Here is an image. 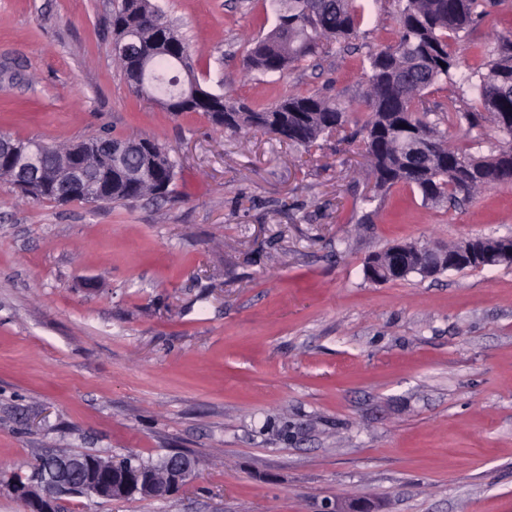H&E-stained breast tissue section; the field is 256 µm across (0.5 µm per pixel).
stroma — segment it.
<instances>
[{
    "mask_svg": "<svg viewBox=\"0 0 512 512\" xmlns=\"http://www.w3.org/2000/svg\"><path fill=\"white\" fill-rule=\"evenodd\" d=\"M203 87L249 103L320 93L362 114L392 0L284 72L244 73L268 0H151ZM114 0H0V132L157 139L173 192L127 205L36 201L0 179V512L69 450L194 476L164 499L57 498L58 512H512V266L375 283L402 241L512 237V184L458 205L368 176L337 135L303 150L137 96L112 58ZM512 36V0L454 40Z\"/></svg>",
    "mask_w": 512,
    "mask_h": 512,
    "instance_id": "35a3bbf8",
    "label": "stroma"
}]
</instances>
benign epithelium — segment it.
I'll return each mask as SVG.
<instances>
[{"instance_id":"obj_1","label":"benign epithelium","mask_w":512,"mask_h":512,"mask_svg":"<svg viewBox=\"0 0 512 512\" xmlns=\"http://www.w3.org/2000/svg\"><path fill=\"white\" fill-rule=\"evenodd\" d=\"M39 154L40 149L34 145H22L9 136L0 135V157L12 163L24 160L28 171V189L38 187L43 190L49 186L47 178L61 176L69 185L96 184L97 202L105 200L110 185L108 173L93 171L83 159L75 158L57 175L43 169L38 162ZM417 257V263H410L406 248L395 245L383 262L369 263L367 276L375 282H388L412 273L430 277L458 267L475 266L483 269L509 264L512 262V238H499L490 242L471 239L454 253L426 243L422 245ZM195 468V461L181 454L164 458L158 474H131L113 464H96L89 459L53 454L41 459L35 468L37 487L20 484L16 486V493L24 502L26 512H57L55 496L73 491L107 499H121L136 492L148 497L163 498L179 489Z\"/></svg>"}]
</instances>
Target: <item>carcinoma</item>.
Returning a JSON list of instances; mask_svg holds the SVG:
<instances>
[{"mask_svg":"<svg viewBox=\"0 0 512 512\" xmlns=\"http://www.w3.org/2000/svg\"><path fill=\"white\" fill-rule=\"evenodd\" d=\"M482 6V0H398L396 40L368 55L363 96L367 118L349 134L345 133L348 106L316 93L289 94L267 106L254 107L210 92L201 101L182 104L176 100L178 92L198 77L190 62L185 63L183 73H178L174 59L156 43L163 13L151 0H121L109 24L114 42L131 35L139 46L131 56L113 53L134 91L169 107L174 114L202 113L224 130L254 129L302 147H310L323 135L336 131L342 134L341 141L362 144L375 193L402 185L417 189L425 203L446 201L455 205L481 190L512 181V129L501 127V114L512 113V39H503L494 54L484 56L480 66L462 76V81L474 82L478 104L448 98L449 121L465 122L473 129L483 119L497 131L500 139L490 155L476 156L448 146L439 130L442 119H430L435 110L425 99V90L452 79L456 60L450 40L473 29L486 13ZM276 14L273 31L256 40L243 58L246 70L282 72L317 56L324 43L353 36L361 20L353 0H278ZM407 132L416 133L437 155L436 163L424 172L408 166ZM103 140L121 147L132 138L105 135L77 144H50L44 164L49 169L62 168L80 152L89 164L110 170L112 155L95 151ZM153 162L166 181L163 192L155 193L152 174L140 173L144 158L127 155L123 158L126 171L112 180L106 204L168 196L179 163L163 146L153 155ZM0 179L12 182L34 200L86 203L91 193L85 187L29 190L22 186L17 171L4 161L0 162Z\"/></svg>","mask_w":512,"mask_h":512,"instance_id":"carcinoma-1","label":"carcinoma"}]
</instances>
